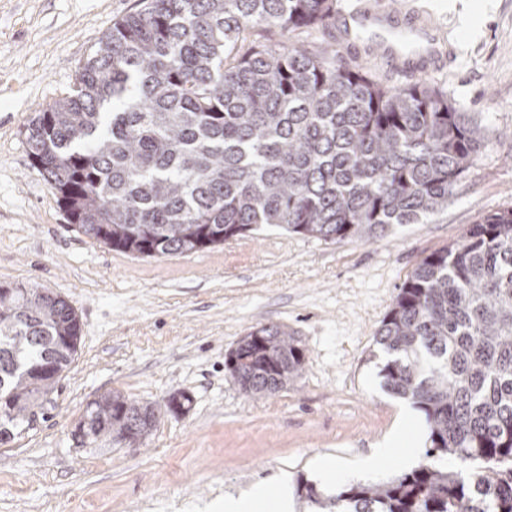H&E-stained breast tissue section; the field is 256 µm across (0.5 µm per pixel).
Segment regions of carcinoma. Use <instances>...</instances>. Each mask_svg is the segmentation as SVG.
Wrapping results in <instances>:
<instances>
[{
  "instance_id": "cac0c4a2",
  "label": "carcinoma",
  "mask_w": 512,
  "mask_h": 512,
  "mask_svg": "<svg viewBox=\"0 0 512 512\" xmlns=\"http://www.w3.org/2000/svg\"><path fill=\"white\" fill-rule=\"evenodd\" d=\"M337 0H142L88 54L73 94L26 126L31 167L75 230L114 250L174 256L274 226L369 242L448 209L485 137L448 95L397 88L330 46ZM73 306L0 284V442L69 368ZM384 387L428 424L429 457L387 482L323 496L309 512H512V208L423 258L376 332ZM306 351L279 325L252 328L224 360L248 396L297 381ZM193 400L171 394L179 415ZM160 407L110 392L89 403L78 443H136Z\"/></svg>"
}]
</instances>
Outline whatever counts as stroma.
<instances>
[{
    "label": "stroma",
    "instance_id": "stroma-1",
    "mask_svg": "<svg viewBox=\"0 0 512 512\" xmlns=\"http://www.w3.org/2000/svg\"><path fill=\"white\" fill-rule=\"evenodd\" d=\"M421 7L435 24L439 65L396 68L345 29L373 4ZM138 0H0V283L62 296L82 326L80 349L29 426L0 443V512H207L259 481L317 483L333 494L426 465L401 454L378 470L363 458L423 414L381 385L375 334L416 264L482 216L512 207V0H339L324 29L332 44L395 87L420 80L481 125L487 142L447 210L425 224L391 225L370 242L327 243L267 227L173 257H135L74 231L56 192L30 165L24 129L67 96L95 43ZM282 325L306 350L302 377L250 397L224 370L251 327ZM120 391L161 403L184 393L191 410L160 412L128 445L77 446L89 402ZM349 475L320 481L318 456Z\"/></svg>",
    "mask_w": 512,
    "mask_h": 512
}]
</instances>
